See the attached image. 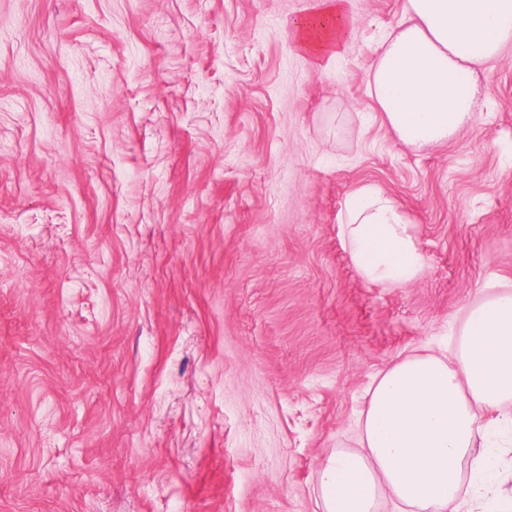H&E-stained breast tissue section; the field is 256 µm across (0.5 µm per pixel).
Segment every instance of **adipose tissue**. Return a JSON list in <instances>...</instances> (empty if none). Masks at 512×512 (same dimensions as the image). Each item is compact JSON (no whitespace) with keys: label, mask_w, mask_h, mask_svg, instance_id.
<instances>
[{"label":"adipose tissue","mask_w":512,"mask_h":512,"mask_svg":"<svg viewBox=\"0 0 512 512\" xmlns=\"http://www.w3.org/2000/svg\"><path fill=\"white\" fill-rule=\"evenodd\" d=\"M371 72L373 97L398 140L421 149L447 142L475 112L476 69L512 41V0H404ZM355 19L347 0H319L294 24L314 69L347 50ZM342 236L369 283L416 280L425 256L404 213L378 187L350 193ZM512 403V293L468 307L453 358L414 353L375 381L361 410V451L330 454L318 468L322 512H377L393 498L412 512H459L463 468L478 486L497 483L486 452L492 420Z\"/></svg>","instance_id":"adipose-tissue-1"}]
</instances>
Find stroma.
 <instances>
[{"label": "stroma", "mask_w": 512, "mask_h": 512, "mask_svg": "<svg viewBox=\"0 0 512 512\" xmlns=\"http://www.w3.org/2000/svg\"><path fill=\"white\" fill-rule=\"evenodd\" d=\"M402 3L348 0L318 72L313 0H0V512H321L378 375L512 285V44L407 148L369 84ZM366 185L407 286L349 260ZM354 29L347 0H320L313 13L295 22L293 38L313 68L321 70L345 53ZM342 214L348 256L363 280L399 288L421 275L426 261L411 225L378 187L350 193Z\"/></svg>", "instance_id": "35a3bbf8"}]
</instances>
